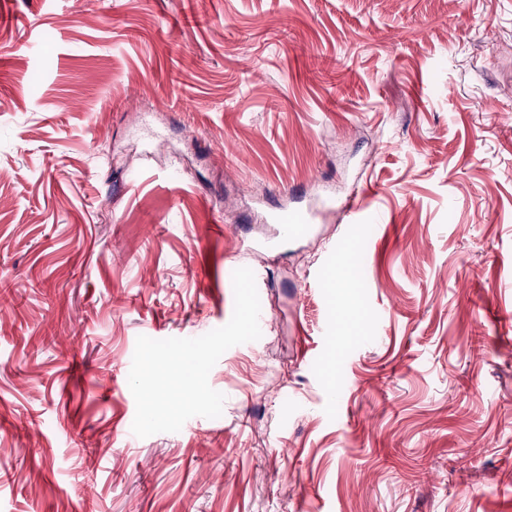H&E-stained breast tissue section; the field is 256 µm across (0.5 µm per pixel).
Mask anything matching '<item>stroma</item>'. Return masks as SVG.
I'll return each mask as SVG.
<instances>
[{"instance_id":"obj_1","label":"stroma","mask_w":512,"mask_h":512,"mask_svg":"<svg viewBox=\"0 0 512 512\" xmlns=\"http://www.w3.org/2000/svg\"><path fill=\"white\" fill-rule=\"evenodd\" d=\"M241 267L221 416L136 436ZM0 512H512V0H0ZM312 214L307 209H289L275 216L277 231L288 239H298L312 230Z\"/></svg>"}]
</instances>
